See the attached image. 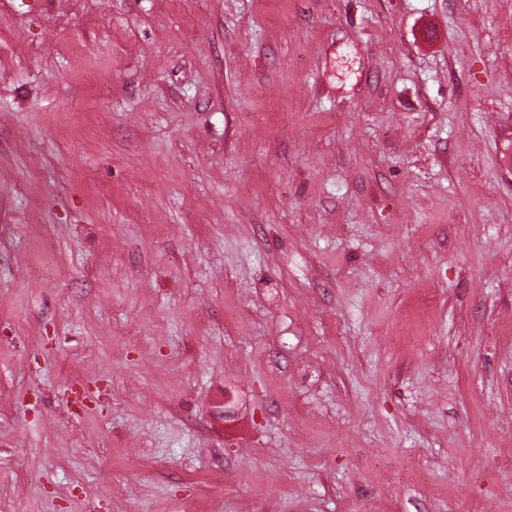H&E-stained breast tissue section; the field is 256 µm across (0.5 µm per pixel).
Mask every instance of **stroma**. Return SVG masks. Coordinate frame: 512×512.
<instances>
[{"mask_svg": "<svg viewBox=\"0 0 512 512\" xmlns=\"http://www.w3.org/2000/svg\"><path fill=\"white\" fill-rule=\"evenodd\" d=\"M0 512H512V0H0Z\"/></svg>", "mask_w": 512, "mask_h": 512, "instance_id": "stroma-1", "label": "stroma"}]
</instances>
